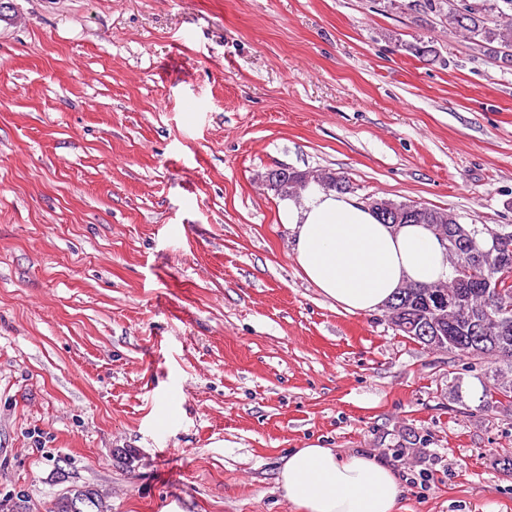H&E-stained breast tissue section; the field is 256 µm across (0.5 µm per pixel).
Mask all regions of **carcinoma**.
Listing matches in <instances>:
<instances>
[{
	"mask_svg": "<svg viewBox=\"0 0 512 512\" xmlns=\"http://www.w3.org/2000/svg\"><path fill=\"white\" fill-rule=\"evenodd\" d=\"M425 9L447 13L448 27L466 38L475 49L493 56L505 67H512V0H425ZM279 197L294 195L304 185L315 180L308 172L290 168L274 175ZM320 185L338 191L349 190L346 177L326 172ZM386 224L415 222L427 224L439 236L448 234L456 241V249L448 251L452 278L446 284L429 287L402 288L386 305L388 322L398 333L423 347L432 344L408 329L412 320L397 313L402 307L416 315L427 292H444L455 304L448 308V343L445 350L459 356L482 359L487 357L499 368L484 384L483 395L493 404H512V242L505 251H494L490 258L477 259L489 250L483 238L495 240L496 232L486 227L462 224L458 215L449 210L415 202L381 200L376 211ZM489 279L497 283L499 292L490 298L474 287Z\"/></svg>",
	"mask_w": 512,
	"mask_h": 512,
	"instance_id": "obj_1",
	"label": "carcinoma"
}]
</instances>
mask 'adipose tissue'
<instances>
[{"label": "adipose tissue", "mask_w": 512, "mask_h": 512, "mask_svg": "<svg viewBox=\"0 0 512 512\" xmlns=\"http://www.w3.org/2000/svg\"><path fill=\"white\" fill-rule=\"evenodd\" d=\"M278 212L303 277L345 311L373 313L406 284L452 276L447 243L427 225L380 223L350 193L312 182ZM277 484L298 512H396L402 494L384 461L320 447L291 450Z\"/></svg>", "instance_id": "adipose-tissue-1"}]
</instances>
